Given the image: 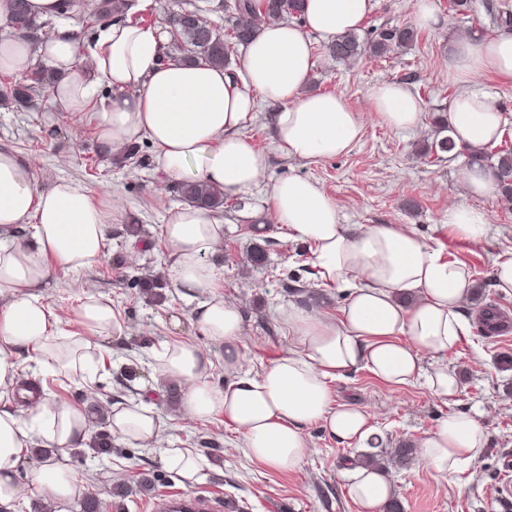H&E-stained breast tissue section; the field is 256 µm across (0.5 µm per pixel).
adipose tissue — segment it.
I'll use <instances>...</instances> for the list:
<instances>
[{
	"label": "adipose tissue",
	"mask_w": 512,
	"mask_h": 512,
	"mask_svg": "<svg viewBox=\"0 0 512 512\" xmlns=\"http://www.w3.org/2000/svg\"><path fill=\"white\" fill-rule=\"evenodd\" d=\"M374 5L375 0H303L300 28L260 18L236 77L204 63H161L166 29L131 21L132 15L153 12L155 0H123L121 14L91 45L77 36L78 9L65 13L60 0H27L31 17L55 20L53 35L36 49L22 38L0 39V70L23 78L36 59L47 61L60 75L51 89L53 102L74 112L97 103L99 139L106 147L118 152L148 140L168 180H199L235 194L257 185L265 173L262 155L244 134L256 118L257 100L275 106L274 139L285 156L315 163L346 154L360 141L362 112L342 95L307 89L315 68L308 35L331 40L358 30ZM479 71L512 79V31L481 41L461 35L453 44L448 75L461 90L449 100L447 117L460 148L495 143L512 130V114L496 97L467 89ZM104 87L111 97L100 98ZM368 99L390 128L410 130L421 122L420 104L404 83L379 82ZM267 194L275 222L291 240L310 245L318 286L342 291L344 303L334 314L301 307L283 311L288 352L261 372L245 370L243 318L221 292L224 219L190 203L170 210L161 233L170 249L171 281L184 295L198 297L196 318L208 340L204 346L164 341L154 350L156 374L184 388L182 414L193 420L223 417L253 459L291 471L308 448L310 424L323 423L351 445L372 438L375 428L364 409L332 401L331 383L353 371L367 369L395 386L423 380L436 397H457L460 383L446 361L470 332L461 314L471 287L467 268L450 260L439 241L422 238L409 225L342 223L335 201L309 177L280 178ZM121 217L116 204L93 202L78 182L42 188L29 160L0 151V512H13L34 491L55 502L79 493L67 460L71 449L90 441L89 415L49 393L23 390L20 373H59L79 385L98 379V340L119 325L111 301L86 297L68 316L47 302L43 290L54 269L96 264L109 224ZM23 224L33 232L21 241L15 232ZM487 225L478 207H448L445 226L460 237L482 240ZM72 317L82 334L65 332ZM214 347L223 353L220 388L207 380ZM428 354L437 359L430 369L424 365ZM108 419L112 433L144 446L155 443L163 429L154 405L142 398L114 403ZM38 441L51 454L33 470L30 483H21L19 463ZM485 444L484 425L455 413L419 443L417 461L443 475L476 459ZM345 477L365 512H377L392 494L385 472L358 467Z\"/></svg>",
	"instance_id": "obj_1"
}]
</instances>
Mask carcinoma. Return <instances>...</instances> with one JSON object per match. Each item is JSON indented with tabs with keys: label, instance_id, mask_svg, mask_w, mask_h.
<instances>
[{
	"label": "carcinoma",
	"instance_id": "cac0c4a2",
	"mask_svg": "<svg viewBox=\"0 0 512 512\" xmlns=\"http://www.w3.org/2000/svg\"><path fill=\"white\" fill-rule=\"evenodd\" d=\"M199 0H176L175 9L170 11L169 25L171 45L161 58L163 62L200 60L215 67H228L236 47L248 43L255 34L250 20L253 14L252 0H218L211 12L218 21L204 26L199 23ZM450 11L464 18L485 13L493 25L512 27V9L496 3V0H449ZM301 0H262L265 14L279 19L301 16ZM82 28L78 37L93 39L98 30L111 21V10L105 2L83 7ZM229 27H224V24ZM10 33L29 38L41 31L49 34L54 22H39L28 14L25 0H14L12 16L8 22ZM417 37L409 26L395 27L380 31L369 40H362L354 32L339 35L328 45L330 55L340 62H355L369 55L381 57L394 49L412 44ZM51 70L37 67L27 77V83L0 87V100L23 103L51 85ZM454 140L445 136L430 145L431 152L450 153L452 158L464 157L462 165L479 166L491 173L498 181L502 195L512 198V149L505 147L490 153L487 150L473 153L469 150H455ZM179 200L197 206L220 211L224 207V194L204 182L189 181L176 188Z\"/></svg>",
	"mask_w": 512,
	"mask_h": 512
}]
</instances>
